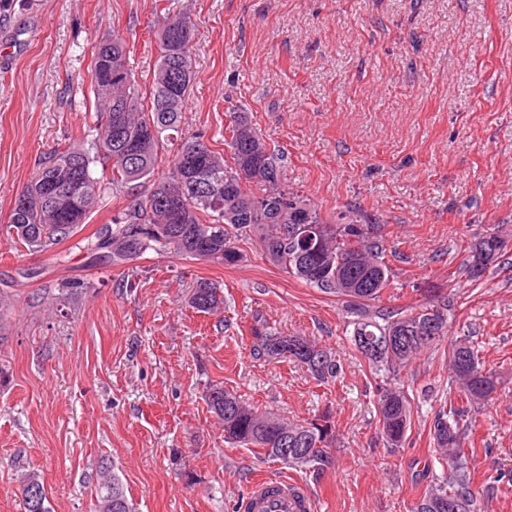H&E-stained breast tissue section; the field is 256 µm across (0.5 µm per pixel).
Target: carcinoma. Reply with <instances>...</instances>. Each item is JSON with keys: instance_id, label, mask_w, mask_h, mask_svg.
<instances>
[{"instance_id": "carcinoma-1", "label": "carcinoma", "mask_w": 512, "mask_h": 512, "mask_svg": "<svg viewBox=\"0 0 512 512\" xmlns=\"http://www.w3.org/2000/svg\"><path fill=\"white\" fill-rule=\"evenodd\" d=\"M156 22L157 65L147 91L135 84L123 37L114 35L93 47L89 95L79 107L90 113L95 137L86 148L65 149L40 164L10 209L6 233L27 250L40 252L72 239L93 213L116 199L123 206L111 223L77 242L99 266L132 264L148 254L234 266L244 257L240 242L256 243L273 265L341 302L355 349H360L357 338L365 334L398 337L381 357L364 359L379 379L374 395L385 447H404L413 409L403 378L423 353L446 339L453 294L429 287V301L423 305L376 309L386 291L396 287L391 264L396 251L387 246V225L357 209L326 222L310 198L288 185L283 160L245 112L225 113L227 157L215 152L204 135L183 131V102L193 78V22L187 15ZM151 126L157 129L154 136L145 134ZM127 143L135 151L132 164L124 162L120 151ZM195 166L202 168L199 183L185 178V171ZM71 178L81 183L82 209L67 218L41 187L51 182L64 187ZM306 216L322 227L312 247L294 237L295 226ZM506 249L507 241L497 232L482 233L470 243L459 272L472 282L488 270L512 269L503 260ZM67 291L66 282L39 288L29 302L41 305L53 297L60 302ZM191 304L213 315L224 309V295L201 278ZM249 331L258 358L305 365L321 384L336 380L343 370L340 360L316 341L285 335L263 317L255 318ZM482 353L468 335L448 341V400L434 411L429 430L442 473L426 487L413 512H448L452 501L461 503L463 512H479L470 472L478 449L464 448L462 442L474 414L498 385L485 371ZM204 400L224 424L225 442L316 474L331 464L335 438L330 413L295 424L255 410L221 384L206 387ZM20 489L25 512H52L40 474H21ZM95 499V512H134L106 459L97 466Z\"/></svg>"}]
</instances>
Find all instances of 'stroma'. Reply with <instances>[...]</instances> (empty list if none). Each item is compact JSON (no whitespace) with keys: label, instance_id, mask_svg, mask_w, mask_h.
Returning a JSON list of instances; mask_svg holds the SVG:
<instances>
[{"label":"stroma","instance_id":"stroma-1","mask_svg":"<svg viewBox=\"0 0 512 512\" xmlns=\"http://www.w3.org/2000/svg\"><path fill=\"white\" fill-rule=\"evenodd\" d=\"M155 0H0V220L56 150L86 144L95 43L122 35L137 84L151 85ZM195 24L190 131L224 152L225 114L248 113L284 158L290 186L327 220L363 210L406 259L383 304H423L422 282L453 286L449 337H477L499 379L477 416L471 465L484 512H512V280L449 279L475 235L499 228L512 262V0H167ZM236 266L152 255L87 266L70 243L43 252L0 233V295L12 331L0 344V512H24L19 475L40 472L53 512H91L109 459L135 512H234L250 480L285 476L314 512H411L441 468L429 422L448 393L447 345L406 378L412 431L398 452L379 434L372 378L335 297L290 277L258 246ZM224 293L222 317L191 306L198 279ZM83 282L64 311L31 291ZM330 349L344 371L318 384L294 362L256 358L250 325ZM219 383L247 404L304 424L331 411L333 461L320 474L224 441L203 400Z\"/></svg>","mask_w":512,"mask_h":512}]
</instances>
